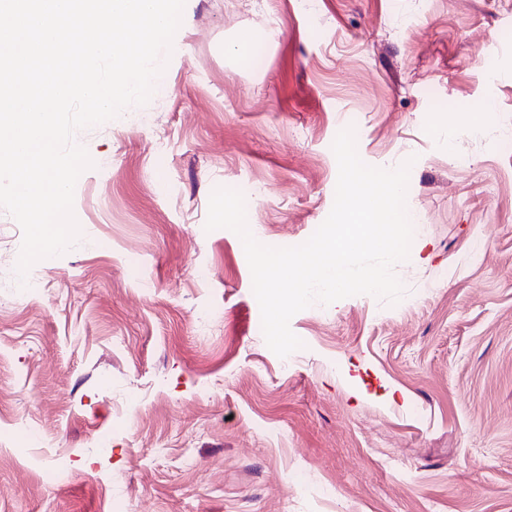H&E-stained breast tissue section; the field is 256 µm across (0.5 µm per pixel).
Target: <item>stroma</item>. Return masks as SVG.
I'll return each instance as SVG.
<instances>
[{
	"label": "stroma",
	"mask_w": 512,
	"mask_h": 512,
	"mask_svg": "<svg viewBox=\"0 0 512 512\" xmlns=\"http://www.w3.org/2000/svg\"><path fill=\"white\" fill-rule=\"evenodd\" d=\"M505 29L496 0H186L147 122L75 135V247L19 280L0 209V512H512ZM348 126L366 164L411 161L425 257L395 306L297 313L285 366L209 198L254 186L253 236L304 243Z\"/></svg>",
	"instance_id": "obj_1"
}]
</instances>
